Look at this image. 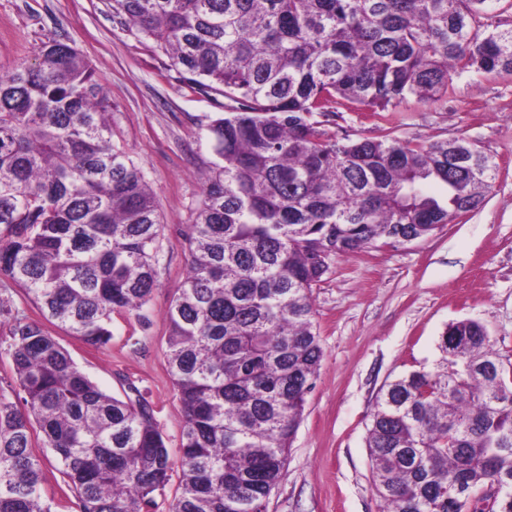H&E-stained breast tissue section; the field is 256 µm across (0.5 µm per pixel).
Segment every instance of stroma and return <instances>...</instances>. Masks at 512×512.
<instances>
[{"instance_id":"stroma-1","label":"stroma","mask_w":512,"mask_h":512,"mask_svg":"<svg viewBox=\"0 0 512 512\" xmlns=\"http://www.w3.org/2000/svg\"><path fill=\"white\" fill-rule=\"evenodd\" d=\"M111 4L0 0V73L32 59L42 42L75 47L112 102L114 141L143 167L157 196L160 286L145 322L113 316L112 340L99 349L65 334L59 340L102 390L121 396L132 384L142 391L176 462L183 411L166 362V312L186 275L183 233L211 158L198 125L217 107L209 94L183 88L165 52L122 26ZM328 130L415 142L463 137L494 156L498 174L482 208L435 235L333 261L313 291L323 358L267 512H380L366 448L380 387L432 367L439 336L456 321H479L497 350L512 352V72H464L454 76L444 108L412 99L392 120L345 112Z\"/></svg>"}]
</instances>
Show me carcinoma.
<instances>
[{
    "label": "carcinoma",
    "instance_id": "cac0c4a2",
    "mask_svg": "<svg viewBox=\"0 0 512 512\" xmlns=\"http://www.w3.org/2000/svg\"><path fill=\"white\" fill-rule=\"evenodd\" d=\"M492 0H112L190 90L224 97L199 125L213 155L167 310L183 409L179 493L167 512H265L322 348L313 290L338 256L434 235L479 209L497 163L459 137L427 145L338 137L342 112L438 104L452 76L512 71ZM435 184L438 194L427 186ZM161 217L144 170L112 140V102L59 40L0 75V299L22 404L0 394V512H52L34 432L75 512H152L172 478L155 409L99 388L50 323L95 348L112 315L159 286ZM439 359L385 382L366 443L383 512H512V359L473 320ZM496 482L495 498L460 501ZM9 299L12 302V305L19 309L20 313L28 316L29 318H38L39 311L35 306H33L24 296L22 290L17 287H12L7 284V286H0V298Z\"/></svg>",
    "mask_w": 512,
    "mask_h": 512
}]
</instances>
